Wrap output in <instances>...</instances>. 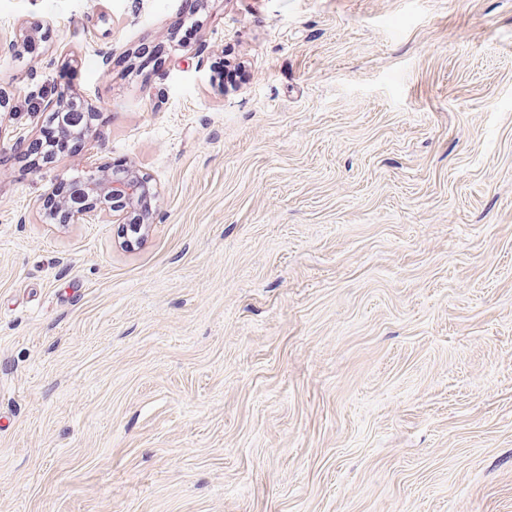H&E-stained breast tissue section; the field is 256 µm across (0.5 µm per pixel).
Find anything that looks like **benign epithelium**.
I'll use <instances>...</instances> for the list:
<instances>
[{
	"instance_id": "benign-epithelium-1",
	"label": "benign epithelium",
	"mask_w": 512,
	"mask_h": 512,
	"mask_svg": "<svg viewBox=\"0 0 512 512\" xmlns=\"http://www.w3.org/2000/svg\"><path fill=\"white\" fill-rule=\"evenodd\" d=\"M41 106L43 111L54 113L62 122L69 120L72 114V110L61 100L44 99ZM147 190L149 181L135 169L121 173L92 170L77 187V204L70 206L71 214L78 220L98 216L110 218L116 203L130 209L138 196Z\"/></svg>"
}]
</instances>
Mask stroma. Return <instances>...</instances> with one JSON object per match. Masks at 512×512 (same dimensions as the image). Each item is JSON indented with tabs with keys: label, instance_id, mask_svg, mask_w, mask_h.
<instances>
[{
	"label": "stroma",
	"instance_id": "35a3bbf8",
	"mask_svg": "<svg viewBox=\"0 0 512 512\" xmlns=\"http://www.w3.org/2000/svg\"><path fill=\"white\" fill-rule=\"evenodd\" d=\"M200 4L0 0V512H512V0ZM119 164L140 243L46 223ZM71 84V80L66 82L63 91L60 93V96L64 97L68 105L81 101L78 97H74L73 93H69L71 91ZM67 104L62 100L48 98L42 100L41 106L43 112H53L64 123L69 121L73 112ZM56 117L50 116L43 127L37 148L32 150L35 154H40L41 161L45 163H51L62 154L73 153L83 138L77 130L65 132ZM76 184L77 182L71 179H63L57 184L55 191L53 192L54 199L49 205L50 210L47 212V215H49L53 220H62L64 212H62L61 202L69 200ZM56 200H58V202L55 206Z\"/></svg>",
	"mask_w": 512,
	"mask_h": 512
}]
</instances>
